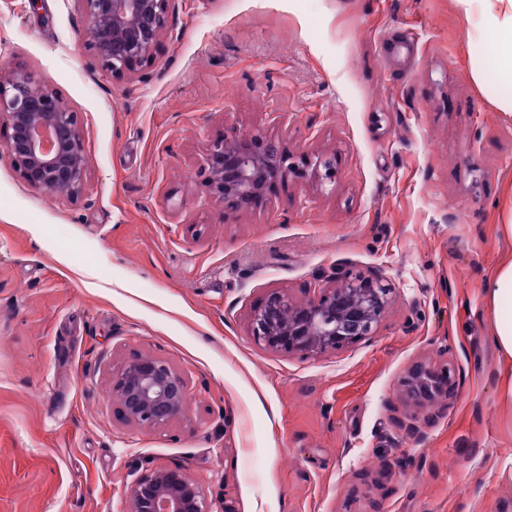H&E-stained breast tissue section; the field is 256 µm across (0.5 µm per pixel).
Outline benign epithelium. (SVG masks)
Instances as JSON below:
<instances>
[{
	"label": "benign epithelium",
	"mask_w": 512,
	"mask_h": 512,
	"mask_svg": "<svg viewBox=\"0 0 512 512\" xmlns=\"http://www.w3.org/2000/svg\"><path fill=\"white\" fill-rule=\"evenodd\" d=\"M87 28L96 36L88 48L101 70L121 81L155 61L168 28L172 0H76ZM7 128L0 152L32 188L64 198L79 197L86 183L81 119L52 89L26 69L0 67V125ZM336 175L334 160L306 159L303 168L290 162L280 143L253 134L218 137L207 145L206 183L212 197L235 208L264 203L288 176L306 169ZM341 284L307 289L296 299L273 290L254 310L250 335L267 350L309 358L356 344L372 336L383 320L391 289L379 275L338 273ZM454 366L419 362L409 367L402 385L409 399L431 404L451 397ZM126 421L148 428L165 426L187 410L183 375L152 354L132 356L112 375ZM127 512H213L203 485L177 465H160L138 475L125 492Z\"/></svg>",
	"instance_id": "obj_1"
}]
</instances>
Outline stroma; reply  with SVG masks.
Instances as JSON below:
<instances>
[{"mask_svg": "<svg viewBox=\"0 0 512 512\" xmlns=\"http://www.w3.org/2000/svg\"><path fill=\"white\" fill-rule=\"evenodd\" d=\"M454 0H172L156 62L112 80L75 0H0V64L81 115L88 187L68 200L0 157V512H124L155 465L214 512H507L512 362L484 283L512 239V116L468 62ZM262 131L335 180L263 206L212 198L210 139ZM382 276L371 339L313 358L249 334L272 290ZM137 353L188 384L185 416L126 423ZM461 371L408 406L414 362Z\"/></svg>", "mask_w": 512, "mask_h": 512, "instance_id": "1", "label": "stroma"}]
</instances>
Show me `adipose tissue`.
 I'll list each match as a JSON object with an SVG mask.
<instances>
[{"label": "adipose tissue", "instance_id": "1", "mask_svg": "<svg viewBox=\"0 0 512 512\" xmlns=\"http://www.w3.org/2000/svg\"><path fill=\"white\" fill-rule=\"evenodd\" d=\"M469 23L471 75L481 80L486 64H493L512 80V0H455ZM492 307L495 340L503 356L512 359V257L502 260L484 284Z\"/></svg>", "mask_w": 512, "mask_h": 512}]
</instances>
